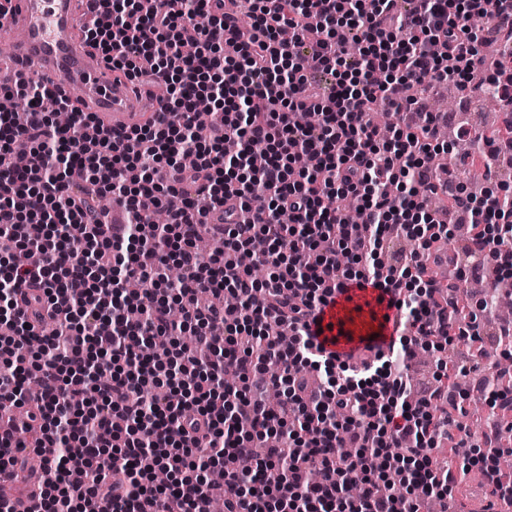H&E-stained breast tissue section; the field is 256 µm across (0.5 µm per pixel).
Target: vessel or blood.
<instances>
[{"instance_id": "1", "label": "vessel or blood", "mask_w": 512, "mask_h": 512, "mask_svg": "<svg viewBox=\"0 0 512 512\" xmlns=\"http://www.w3.org/2000/svg\"><path fill=\"white\" fill-rule=\"evenodd\" d=\"M83 19L78 0H13L10 13L0 20V38L14 39L8 56L0 57V82L22 77L74 89L104 125L127 128L141 122V87L116 80L99 54L80 40ZM378 296L370 285L333 289L310 321L311 334L326 352L343 360L361 350L366 338L377 347L390 346L399 328L387 320V306Z\"/></svg>"}]
</instances>
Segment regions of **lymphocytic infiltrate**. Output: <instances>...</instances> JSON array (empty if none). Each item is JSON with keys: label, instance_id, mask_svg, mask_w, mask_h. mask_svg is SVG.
I'll list each match as a JSON object with an SVG mask.
<instances>
[{"label": "lymphocytic infiltrate", "instance_id": "f902f5d3", "mask_svg": "<svg viewBox=\"0 0 512 512\" xmlns=\"http://www.w3.org/2000/svg\"><path fill=\"white\" fill-rule=\"evenodd\" d=\"M394 2L185 0L175 14L163 0H87L85 43L117 76L169 88L143 125L103 128L91 142L83 131L94 117L69 96L21 78L0 87L28 102L0 105V403L30 414L20 424L0 412V486L33 478L31 512H210L218 488L206 473L228 457L234 496L224 512H419L464 482L480 436L460 422L463 400L439 384L414 398L407 374L430 338L480 334L478 314L459 318L454 296L428 274L448 225L426 199L465 209L464 254L501 271L512 267V208L478 206L456 177L438 178L436 119L419 112L386 135L371 110L380 99L408 109L422 84L475 92L484 72L506 107L484 154L512 150V88L503 67L487 71L482 51L489 34L512 47V0H411L402 12ZM475 16L487 17L486 34L470 26ZM285 26L292 42L279 38ZM321 73L335 79L330 94L319 91ZM199 97L224 112L203 132L192 111ZM46 98L69 112L68 126L53 123ZM256 146L267 153L260 170L247 163ZM92 194L122 202L129 223L100 217L85 201ZM170 195L181 207L142 241L141 199ZM348 195L363 200L358 218L331 204ZM231 198L236 208H225ZM64 223L88 226L81 247ZM203 232L218 251L200 253ZM391 233L415 249L384 266ZM246 250L270 267L268 279L240 264ZM172 264L182 271L176 284ZM368 281L390 292L400 332L389 350L369 345L347 362L301 323L329 284ZM219 293L225 305L214 304ZM39 301L56 331L31 352L37 326L23 308ZM131 307L138 322L125 317ZM277 326L293 331L291 344L277 341ZM187 332L196 349L180 345ZM271 385L283 397L274 413L264 401ZM156 386L189 394L181 405L146 399ZM274 430L283 442L270 448ZM446 441L458 468L434 464ZM68 442L79 456L65 452ZM116 468L124 480H113ZM158 469L168 485L153 484Z\"/></svg>", "mask_w": 512, "mask_h": 512}]
</instances>
